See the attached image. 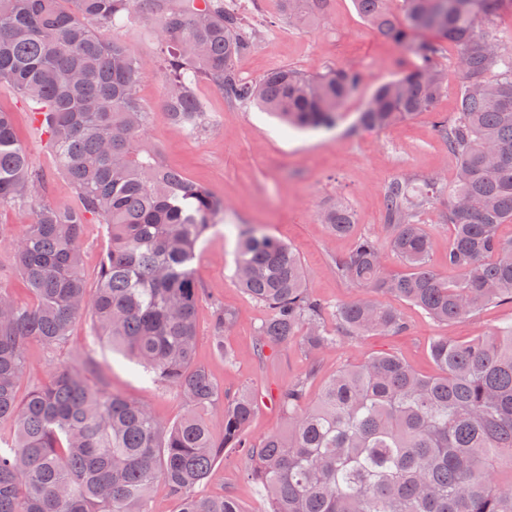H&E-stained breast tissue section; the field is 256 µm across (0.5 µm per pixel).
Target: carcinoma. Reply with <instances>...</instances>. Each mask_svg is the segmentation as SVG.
<instances>
[{
	"label": "carcinoma",
	"mask_w": 512,
	"mask_h": 512,
	"mask_svg": "<svg viewBox=\"0 0 512 512\" xmlns=\"http://www.w3.org/2000/svg\"><path fill=\"white\" fill-rule=\"evenodd\" d=\"M0 0V85L31 107L49 141L57 172L75 205L37 206L11 261L32 296L23 305L0 287V512H149L164 483L177 512H244L232 497L196 492L215 461L243 449L268 512H512V324L476 340L440 337L429 355L436 374L417 373L393 354L367 356L339 369L316 404L304 405V382L280 391L283 433L256 441L247 427L253 392L224 395L195 364L201 286L195 249L215 227L224 202L164 165L145 140L137 86L144 60L110 31L142 19L155 23L173 123L193 129L206 80L234 102H255L297 129L336 125L359 71L320 75L281 67L254 82L238 76L251 45L226 0ZM321 0H285L300 22ZM380 35L412 48V67L380 85L359 114L387 128L434 108L445 89L441 43L457 48L459 104L435 128L458 159L453 184L405 177L384 190L389 247L405 271L390 270L379 242L365 236L336 261L358 294L336 303L340 335L324 326L327 304L305 287L297 251L250 224L237 227L235 278L266 306L256 348L296 341L310 355L340 337L395 335L402 317L380 304L388 293L429 317L453 322L500 302L512 303V43L493 28L512 0H355ZM44 175L18 140L12 114L0 110V205L36 202ZM448 195L452 227L450 283L429 265L430 241L419 216ZM96 217L108 245L97 286L81 269L84 224ZM336 235L351 231V208L320 213ZM187 402L163 422L144 404L89 381L91 362L76 357L49 382L20 396L29 345L60 344L77 320ZM234 314L213 311L215 349Z\"/></svg>",
	"instance_id": "carcinoma-1"
}]
</instances>
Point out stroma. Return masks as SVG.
<instances>
[{"instance_id":"stroma-1","label":"stroma","mask_w":512,"mask_h":512,"mask_svg":"<svg viewBox=\"0 0 512 512\" xmlns=\"http://www.w3.org/2000/svg\"><path fill=\"white\" fill-rule=\"evenodd\" d=\"M252 35L250 49L239 59L240 78L253 81L288 66L308 74L331 68L358 70L362 81L347 99L335 127L309 132L285 128L255 106L229 101L221 90L200 82L197 94L205 105V119L188 133L174 126L164 108L162 69L144 78L137 93L148 110L147 140L157 146L166 165L182 172L191 182L224 201L217 226L198 246L195 266L203 292L198 310L196 361L204 366L226 395L247 388L258 394L260 409L248 432L260 439L282 428L284 421L275 405L278 393L298 380H307L309 403H316L321 386L342 366L378 353L401 357L423 375L435 374L428 347L439 337L458 340L486 335L512 324V305L493 304L454 323L437 322L400 299L385 295L383 304L397 310L407 329L399 336H358L342 339L331 351L309 357L299 346L278 344L257 352L255 337L269 311L254 302L234 278L236 227L264 226L299 253L306 269L310 293L336 303L355 290L336 271L337 259L347 255L357 237L370 235L387 243L389 231L383 218V193L397 176L450 182L457 160L438 136L436 114L453 116L458 107L460 74L455 66L457 50L447 44L440 63L446 70L448 89L434 111L385 129L359 125L358 116L378 85L396 79L407 70L411 52L395 46L373 31L357 12L353 0H322L300 26L289 22L279 0H233ZM0 109L12 112L20 141L33 165L45 176V202L71 206L76 202L72 186L57 173L44 136L35 128L28 104L9 86H0ZM348 203L355 216L351 235L332 234L319 220L320 212L336 201ZM447 197H440L421 217L432 243L430 264L448 280L457 273L448 266L450 230L442 222ZM36 220L29 206L0 207V286L19 302L31 295L9 256L28 224ZM222 303L235 314L224 341L234 352L225 363L214 349L211 312ZM93 352L98 369L92 383H106L147 405L159 419L171 422L184 411V401L171 387L147 376L133 362L93 341L88 320L77 321L68 340L60 345L32 344L20 381L21 392L43 384L51 372L72 355ZM314 379H307L309 369ZM249 459L228 451L215 464L203 495H227L239 501L244 512H264L267 502L260 486L246 476Z\"/></svg>"}]
</instances>
